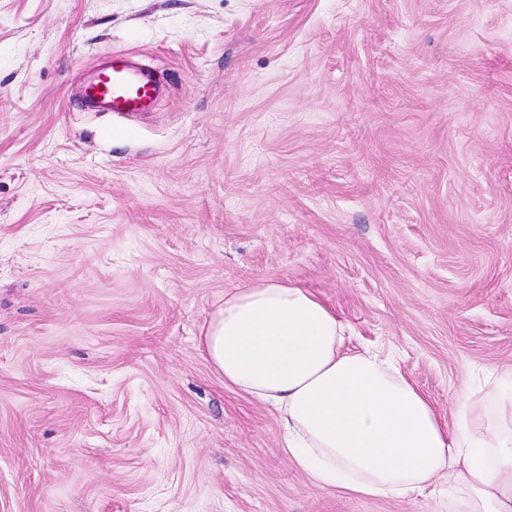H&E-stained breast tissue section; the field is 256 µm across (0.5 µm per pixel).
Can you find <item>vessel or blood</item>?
Masks as SVG:
<instances>
[{
	"label": "vessel or blood",
	"instance_id": "b4317fda",
	"mask_svg": "<svg viewBox=\"0 0 512 512\" xmlns=\"http://www.w3.org/2000/svg\"><path fill=\"white\" fill-rule=\"evenodd\" d=\"M164 93L159 71L137 63L132 53L107 52L92 69L84 102L101 112L130 116L154 109Z\"/></svg>",
	"mask_w": 512,
	"mask_h": 512
}]
</instances>
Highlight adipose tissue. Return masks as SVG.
I'll return each instance as SVG.
<instances>
[{
  "label": "adipose tissue",
  "instance_id": "obj_1",
  "mask_svg": "<svg viewBox=\"0 0 512 512\" xmlns=\"http://www.w3.org/2000/svg\"><path fill=\"white\" fill-rule=\"evenodd\" d=\"M346 330L308 289L262 279L225 295L201 345L226 385L274 408L284 450L316 486L512 512V370L475 373L448 424L390 355L345 350Z\"/></svg>",
  "mask_w": 512,
  "mask_h": 512
}]
</instances>
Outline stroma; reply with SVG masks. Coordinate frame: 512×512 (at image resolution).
I'll return each mask as SVG.
<instances>
[{
    "label": "stroma",
    "mask_w": 512,
    "mask_h": 512,
    "mask_svg": "<svg viewBox=\"0 0 512 512\" xmlns=\"http://www.w3.org/2000/svg\"><path fill=\"white\" fill-rule=\"evenodd\" d=\"M113 49L154 111L84 110ZM268 276L441 415L512 368V0H0V512H441L315 486L225 385Z\"/></svg>",
    "instance_id": "obj_1"
}]
</instances>
